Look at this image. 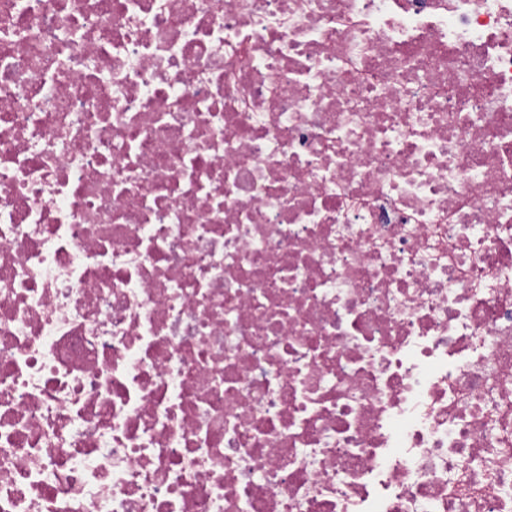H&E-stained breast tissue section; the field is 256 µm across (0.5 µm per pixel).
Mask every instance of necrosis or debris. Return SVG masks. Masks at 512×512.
<instances>
[{
	"mask_svg": "<svg viewBox=\"0 0 512 512\" xmlns=\"http://www.w3.org/2000/svg\"><path fill=\"white\" fill-rule=\"evenodd\" d=\"M0 512H512V0H0Z\"/></svg>",
	"mask_w": 512,
	"mask_h": 512,
	"instance_id": "4bbe7bcc",
	"label": "necrosis or debris"
}]
</instances>
